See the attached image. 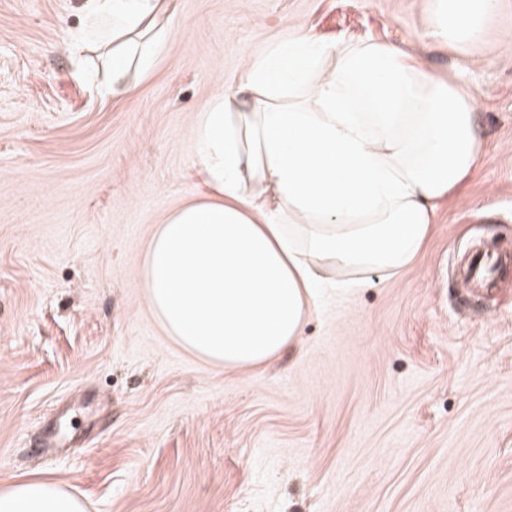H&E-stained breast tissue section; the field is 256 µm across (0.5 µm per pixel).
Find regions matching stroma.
Wrapping results in <instances>:
<instances>
[{"instance_id":"obj_1","label":"stroma","mask_w":512,"mask_h":512,"mask_svg":"<svg viewBox=\"0 0 512 512\" xmlns=\"http://www.w3.org/2000/svg\"><path fill=\"white\" fill-rule=\"evenodd\" d=\"M86 0H0V488L28 476L89 512H512V0L461 56L428 0H174L147 77L115 98L75 54ZM304 31L418 53L476 97L486 153L393 277L325 291L295 348L225 370L174 344L135 272L205 187L192 124L247 59ZM511 262V253H499L495 251L477 252L469 260L467 272L461 280L462 285L467 287L466 284L470 281L480 285L488 283L499 265Z\"/></svg>"}]
</instances>
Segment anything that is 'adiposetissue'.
<instances>
[{
	"label": "adipose tissue",
	"instance_id": "adipose-tissue-1",
	"mask_svg": "<svg viewBox=\"0 0 512 512\" xmlns=\"http://www.w3.org/2000/svg\"><path fill=\"white\" fill-rule=\"evenodd\" d=\"M172 0H87L74 45L97 47L116 92L150 74ZM499 0H430L427 36L468 54ZM475 97L414 54L304 33L248 61L192 139L205 195L166 212L137 273L177 344L228 370L261 367L299 339L324 289L397 275L440 201L485 153ZM0 512H87L48 478L0 489Z\"/></svg>",
	"mask_w": 512,
	"mask_h": 512
}]
</instances>
